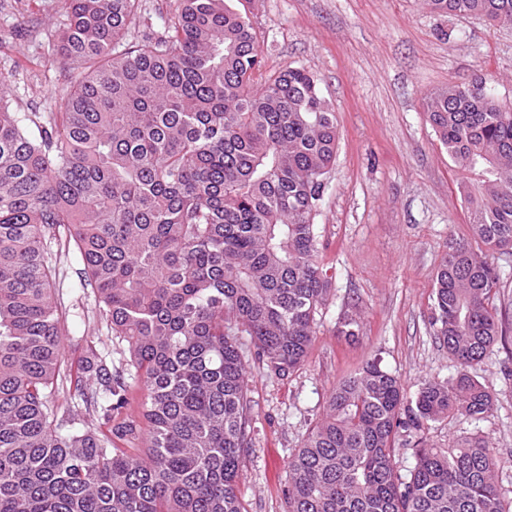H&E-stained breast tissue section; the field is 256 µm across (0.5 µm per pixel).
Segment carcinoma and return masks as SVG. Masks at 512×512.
<instances>
[{"label":"carcinoma","instance_id":"1","mask_svg":"<svg viewBox=\"0 0 512 512\" xmlns=\"http://www.w3.org/2000/svg\"><path fill=\"white\" fill-rule=\"evenodd\" d=\"M239 2L176 0L133 44L140 0H62L58 50L77 75L59 111L20 116L0 94V512H245L237 336L279 376L308 357L331 290L314 219L338 132L312 73L257 78ZM427 3L512 25V0ZM426 107L455 166L482 171L459 186L482 247L449 241L434 277L431 327L456 375L413 400L377 359L340 381L288 461V512H512L482 436L421 446L406 478L395 467L401 434L493 410L471 370L506 335L490 255L512 248V107L483 79ZM65 230L119 354L87 348L75 378L53 297ZM68 382L82 418L59 403Z\"/></svg>","mask_w":512,"mask_h":512}]
</instances>
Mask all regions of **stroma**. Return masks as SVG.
<instances>
[{
	"mask_svg": "<svg viewBox=\"0 0 512 512\" xmlns=\"http://www.w3.org/2000/svg\"><path fill=\"white\" fill-rule=\"evenodd\" d=\"M60 0H0V93L17 112L58 111L73 74L48 36ZM264 73L303 68L319 79L339 131L315 222L331 294L310 353L278 376L249 336L238 342L248 364L250 446L241 460L246 512H288L289 459L322 417L339 381L377 358L399 376L407 397L456 365L430 327L433 279L449 239L472 242L457 191L463 175L425 110L435 91L485 79L512 106V26L478 16L434 12L426 0H255ZM500 272L495 304L507 330L474 376L495 396L492 413L430 424L427 444L451 446L464 434L487 437L505 489L512 490V250L492 257ZM56 292L67 319L64 367L77 370L87 347L116 348L89 289L80 285L75 248H55ZM356 339L337 335L347 319Z\"/></svg>",
	"mask_w": 512,
	"mask_h": 512,
	"instance_id": "35a3bbf8",
	"label": "stroma"
}]
</instances>
